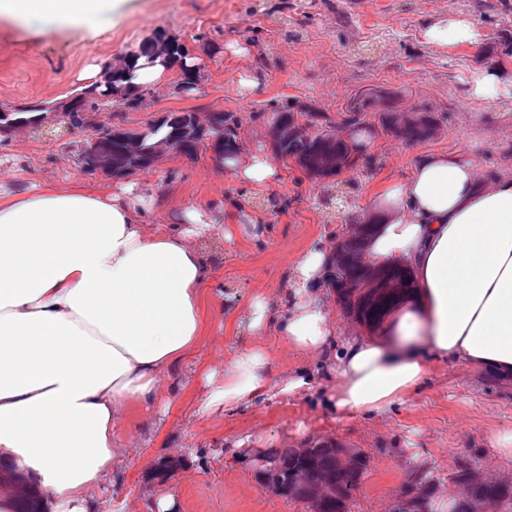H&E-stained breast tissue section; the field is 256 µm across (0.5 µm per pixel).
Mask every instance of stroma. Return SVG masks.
<instances>
[{"label": "stroma", "mask_w": 512, "mask_h": 512, "mask_svg": "<svg viewBox=\"0 0 512 512\" xmlns=\"http://www.w3.org/2000/svg\"><path fill=\"white\" fill-rule=\"evenodd\" d=\"M450 17L470 22L480 41L427 42L426 29ZM157 36L195 55L201 67L195 93L178 89L173 70L138 108L104 106L86 113L85 126L62 123L50 136L0 134V182L15 191L72 183L109 191L135 182L157 199L146 223H176L191 206L224 219L223 232L202 246L212 269L203 291V334L160 378V400L132 406L117 429L126 458L96 492L97 512H156L165 495L173 497L174 512H305L268 491L257 463L233 457L243 439L278 452L332 439L370 453L352 512H390L409 466L420 459L434 464L443 482L464 452L491 472L512 471V459L488 446L492 434L512 433L511 384L435 360L424 387L403 403L380 416L347 417L329 401L336 377L321 368L318 355L294 354L281 337H255L248 328L254 298L264 296L280 310L297 256L313 243H334L368 212L374 192L404 180L419 156L470 154L490 173L512 163V88L491 101L469 90L477 66L512 67V0H120L93 25L1 18L0 104L65 101L80 93L89 66L119 63ZM373 86L392 91L398 109L427 104L439 122L423 142L372 123L363 148L371 166L335 179L285 160L279 181L257 188L215 166L203 147L191 158L167 153L150 168L108 177L83 169L75 153L93 123L137 132L172 112L189 111L203 122L217 110L235 112L243 149L266 151L270 104L285 100L324 112L340 136L349 96ZM255 343L269 355L273 376L320 368L315 391L200 412L201 394L223 386L225 365Z\"/></svg>", "instance_id": "obj_1"}]
</instances>
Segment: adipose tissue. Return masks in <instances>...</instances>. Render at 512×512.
<instances>
[{
    "instance_id": "1",
    "label": "adipose tissue",
    "mask_w": 512,
    "mask_h": 512,
    "mask_svg": "<svg viewBox=\"0 0 512 512\" xmlns=\"http://www.w3.org/2000/svg\"><path fill=\"white\" fill-rule=\"evenodd\" d=\"M102 2L0 0V17L82 24ZM224 164L256 186L281 176L262 151ZM154 204L134 184L0 190V512L31 499L96 512L91 489L122 461L115 430L132 404L157 399L160 376L198 342L211 274L200 242L217 219L191 207L181 223H145ZM365 221L369 263L405 265L414 281L380 327L341 336L326 301L333 249L316 244L294 266L285 314L253 300L252 334L325 355L332 404L348 416L388 412L425 383L433 358L512 380V166L489 178L473 157L425 154L406 181L374 194ZM270 369L262 348L243 350L202 409L317 385L311 370L275 380Z\"/></svg>"
}]
</instances>
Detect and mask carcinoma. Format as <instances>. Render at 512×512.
I'll list each match as a JSON object with an SVG mask.
<instances>
[{
	"label": "carcinoma",
	"mask_w": 512,
	"mask_h": 512,
	"mask_svg": "<svg viewBox=\"0 0 512 512\" xmlns=\"http://www.w3.org/2000/svg\"><path fill=\"white\" fill-rule=\"evenodd\" d=\"M121 83V78H114L111 91L101 95L95 89L82 90L80 95L87 99L86 110L92 112L105 103L114 102L127 109L137 108L147 89L129 94L120 88ZM371 107V101H362L359 107L347 111L345 123L362 128L368 125L367 114L372 113L378 117L383 129L393 130L399 110L390 105L377 112ZM414 110L422 113V125L408 127L403 139L424 141L428 135L423 127L434 128L438 119L425 104L415 106ZM273 114L272 124L288 132V137L271 144L276 155L293 160L305 172L321 178L337 176L357 167L360 153L354 146L334 137L328 129V121L321 120V113L299 109L296 104L286 101L274 106ZM222 125L224 146L227 147L237 136L235 114L223 112ZM310 126L316 131L308 132ZM180 132L181 127L174 123L167 126L166 134L176 139L175 153L188 157L196 155L198 146L180 142ZM112 154L122 167L132 171L153 165L124 135L112 141ZM361 275V245L352 240L346 246L342 266L331 274V283L343 284L336 289L341 309L372 329L396 301L399 289L376 288L371 292L357 293L351 284L357 282ZM370 462L371 456L361 449L345 448L331 439L321 440L307 448H290L270 459L271 468L263 472V480L269 491L301 503L311 512H352L355 492L369 470ZM477 469L479 465L470 456L463 455L455 461V467L448 473V485L460 486L462 492L449 498L450 512H475L476 504L482 501L489 503L494 512H512V484H473L470 474ZM407 477L416 478L417 484L403 483L394 498L392 512H434L431 505L443 486L438 484L433 465L427 461L416 462L410 466Z\"/></svg>",
	"instance_id": "carcinoma-1"
}]
</instances>
